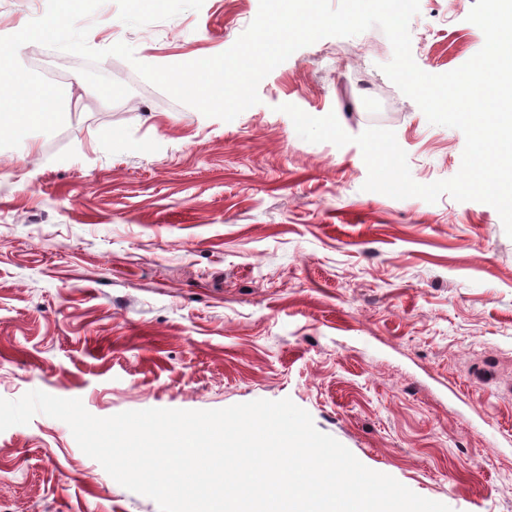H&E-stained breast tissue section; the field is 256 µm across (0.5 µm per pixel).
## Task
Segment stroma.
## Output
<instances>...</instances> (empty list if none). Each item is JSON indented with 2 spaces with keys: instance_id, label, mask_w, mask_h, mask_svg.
<instances>
[{
  "instance_id": "1",
  "label": "stroma",
  "mask_w": 512,
  "mask_h": 512,
  "mask_svg": "<svg viewBox=\"0 0 512 512\" xmlns=\"http://www.w3.org/2000/svg\"><path fill=\"white\" fill-rule=\"evenodd\" d=\"M475 0H420L413 58L452 71L484 45ZM259 0H105L88 43L151 65L228 50ZM377 27L295 51L225 122L109 56L20 63L73 86L65 123L0 148V398L81 399L97 417L291 399L366 467L452 512H512V238L490 205L367 192L361 149L301 139L284 103L357 135L393 130L413 179L465 146L385 75ZM0 512H159L38 414L0 432Z\"/></svg>"
}]
</instances>
